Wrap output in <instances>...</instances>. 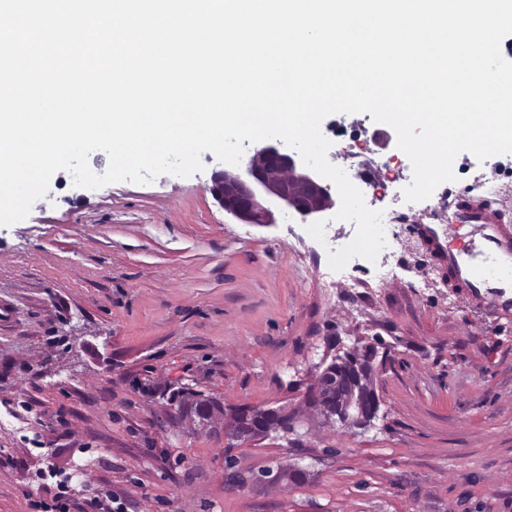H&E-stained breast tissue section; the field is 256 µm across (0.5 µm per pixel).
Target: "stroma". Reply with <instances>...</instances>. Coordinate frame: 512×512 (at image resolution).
<instances>
[{"instance_id":"1","label":"stroma","mask_w":512,"mask_h":512,"mask_svg":"<svg viewBox=\"0 0 512 512\" xmlns=\"http://www.w3.org/2000/svg\"><path fill=\"white\" fill-rule=\"evenodd\" d=\"M201 161L95 190L60 170L0 225V512H512V311L447 287L419 224L395 225L389 282L359 261L331 287L310 218L242 223ZM377 339L369 429L304 417L228 446L182 419L184 389L298 408L322 362ZM280 466L309 477L258 481Z\"/></svg>"}]
</instances>
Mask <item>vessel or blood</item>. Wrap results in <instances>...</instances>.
<instances>
[{
    "mask_svg": "<svg viewBox=\"0 0 512 512\" xmlns=\"http://www.w3.org/2000/svg\"><path fill=\"white\" fill-rule=\"evenodd\" d=\"M447 225L429 226L432 238L444 228L466 229L468 242L449 245L448 279L452 287L466 289L492 307L512 310V233L485 207L463 204L461 198L448 203Z\"/></svg>",
    "mask_w": 512,
    "mask_h": 512,
    "instance_id": "obj_1",
    "label": "vessel or blood"
}]
</instances>
